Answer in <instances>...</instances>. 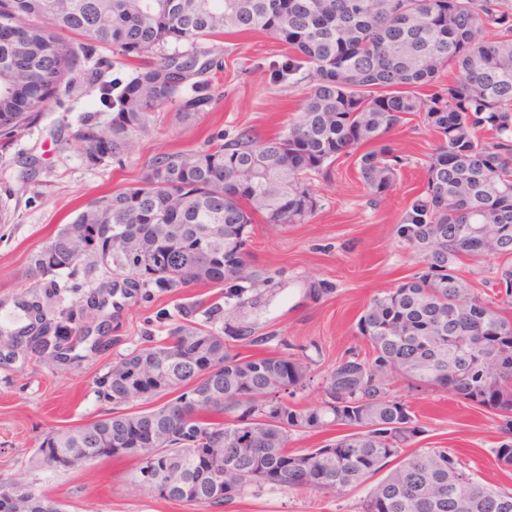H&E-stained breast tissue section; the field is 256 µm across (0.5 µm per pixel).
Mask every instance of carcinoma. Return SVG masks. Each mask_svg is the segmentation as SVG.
<instances>
[{
  "label": "carcinoma",
  "instance_id": "obj_1",
  "mask_svg": "<svg viewBox=\"0 0 512 512\" xmlns=\"http://www.w3.org/2000/svg\"><path fill=\"white\" fill-rule=\"evenodd\" d=\"M0 29L16 33L0 39V158L99 47L149 61L127 82L101 86L106 119L96 111L81 119L74 139L95 164L121 159L174 99L185 118L211 105L204 75L218 62L201 48L211 37L270 35L285 47L268 67L271 84L303 94L301 112L271 136L219 132L204 149L153 156L140 184L91 200L58 229L52 251L31 256L38 281L12 297L15 314L0 322V368L80 363L109 348L112 313L124 301L153 288L224 285V304L183 308L186 323L96 378L100 400L144 409L49 434L36 450L41 464L66 472L71 455L91 464L134 457L140 484L149 461L123 444L142 432L157 437L156 465L176 481L158 493L166 500L219 506L265 485L340 496L382 472L361 512H512V491L477 482L452 449L414 447L423 429L392 392L403 381L493 411L503 434L495 457L512 469V8L503 0H0ZM171 41L190 49L169 54ZM187 85L192 94L180 96ZM416 119L436 143L396 234L421 264L362 310L357 329L372 354L348 349L322 376L320 404L295 406L283 394L311 381L309 357H242L207 324L267 281L245 265L256 217L308 221L320 207L312 180L328 178L341 158L383 199L405 164L388 137ZM93 215L107 225L95 243L80 232ZM489 254L499 264L464 265ZM83 259L101 272L98 287H59L57 275H74ZM469 274L484 291L470 287ZM199 312L203 325L193 320ZM210 363L217 371L206 374ZM151 373L159 383L147 392L141 378ZM333 428L339 435L317 448L288 449L295 432ZM208 448L222 454L203 478L197 454ZM0 512L63 510L0 474Z\"/></svg>",
  "mask_w": 512,
  "mask_h": 512
}]
</instances>
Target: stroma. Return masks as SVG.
<instances>
[{
	"mask_svg": "<svg viewBox=\"0 0 512 512\" xmlns=\"http://www.w3.org/2000/svg\"><path fill=\"white\" fill-rule=\"evenodd\" d=\"M205 46L224 61L223 70L209 74L216 91L213 103L188 120L181 118L178 103H169L148 132L133 138L121 161L90 164L71 139L81 116L99 110V84L127 80L133 72L125 58L106 49L100 55L110 59V66L83 63L72 74L68 91L0 159V207L8 214L7 223L0 224V316L5 301L34 285L28 274L32 253L86 201L137 185L157 153L198 147L213 133L232 134L243 127L266 137L299 112L300 89L268 80V64L282 50L276 40L248 33L209 39ZM392 140L409 164L382 202L369 203L352 161L341 159L328 180L316 181L320 207L307 223L253 225L247 253L267 281L214 324L218 330L230 325L240 331L232 352L306 354L316 381L349 348L368 352L356 322L374 295L418 264L417 255L397 237L396 226L423 183L422 164L435 144L432 132L418 121L395 132ZM27 167L32 174L21 179ZM217 294L209 286H191L128 301L112 320L111 348L96 358L70 368L0 369V473L58 503L64 512H361L362 487L336 497L266 485L231 504L200 507L159 498L132 483L137 463L130 458L65 473L33 466L48 434L111 411V404L98 400L95 380L113 359L140 346L146 335L166 336L180 322L182 306L210 302ZM253 336L268 342L252 346ZM393 391L408 402L424 429L420 447L453 449L480 483L512 488V470L501 468L493 454L501 441L494 412L442 392L413 391L401 382Z\"/></svg>",
	"mask_w": 512,
	"mask_h": 512,
	"instance_id": "obj_1",
	"label": "stroma"
}]
</instances>
